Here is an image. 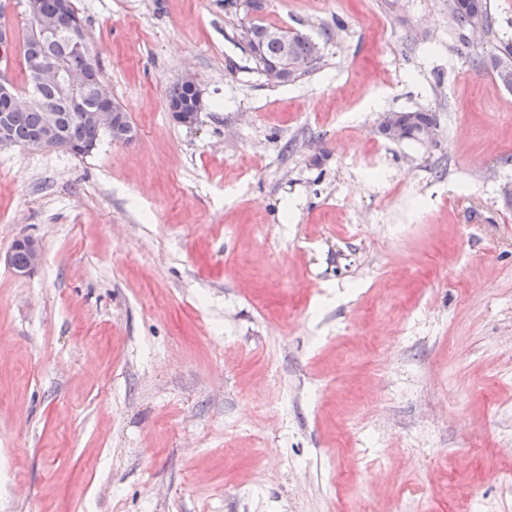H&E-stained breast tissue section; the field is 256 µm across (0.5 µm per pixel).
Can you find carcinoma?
<instances>
[{
  "instance_id": "carcinoma-1",
  "label": "carcinoma",
  "mask_w": 512,
  "mask_h": 512,
  "mask_svg": "<svg viewBox=\"0 0 512 512\" xmlns=\"http://www.w3.org/2000/svg\"><path fill=\"white\" fill-rule=\"evenodd\" d=\"M455 23L460 28L484 30L489 29V14L486 0H453L452 9ZM274 26L262 22L248 24V41L244 48L249 55H257L262 60L272 63L293 62L303 65V68L291 72L292 79H297L308 73L317 60L312 40L304 35H296L283 41L272 36ZM52 53L63 59L66 66L84 76L82 89L83 104L91 108L96 102L97 77L101 68L95 57L84 52L76 51L63 37L54 42L37 39L24 34L23 62L34 56ZM40 98L54 103L58 112V131L71 143L77 146L96 145L103 133L93 126L78 120L69 100L64 97L54 84H47L37 91ZM197 91L194 87L177 82L169 91L168 100L181 103L187 107L193 106ZM395 126L401 131L400 139L418 140L424 125L435 122L433 115L425 111H408L392 113ZM46 134L43 111L36 105L23 112H13L10 116L9 135L19 146H29L40 141Z\"/></svg>"
}]
</instances>
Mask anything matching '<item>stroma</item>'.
Wrapping results in <instances>:
<instances>
[{
    "label": "stroma",
    "instance_id": "1",
    "mask_svg": "<svg viewBox=\"0 0 512 512\" xmlns=\"http://www.w3.org/2000/svg\"><path fill=\"white\" fill-rule=\"evenodd\" d=\"M451 0H73L137 129L0 148V512H456L512 502V91ZM192 73L203 108L173 120ZM435 141H391L394 111ZM248 41L244 48L253 60V55H258L262 60L257 61V68L265 75L271 83L281 84L287 81L288 66L278 64L281 62L304 63L305 66L298 70H291L292 80H295L306 73L317 60L313 41L304 35H296L290 40H280L272 36L275 26L262 22L249 23ZM275 36L288 37L284 29H275ZM254 61V60H253ZM272 62V63H270ZM182 81L194 87L197 85L194 77L188 74L182 78ZM183 82L180 80L171 88L168 100L169 102L182 103L186 107H191L196 100L197 91L193 86L186 85ZM16 250L28 252L29 261L27 265H25L27 263L26 254L24 252H17L14 256V252ZM13 256L15 265L22 267H14ZM5 261L10 268L14 269V272L18 276L27 277L33 274L40 265L42 261V252L34 240L29 238H18L6 253Z\"/></svg>",
    "mask_w": 512,
    "mask_h": 512
}]
</instances>
